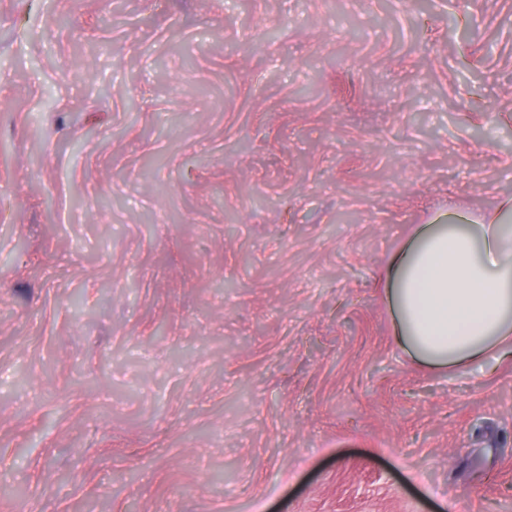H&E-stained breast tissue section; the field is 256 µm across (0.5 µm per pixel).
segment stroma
<instances>
[{
    "mask_svg": "<svg viewBox=\"0 0 512 512\" xmlns=\"http://www.w3.org/2000/svg\"><path fill=\"white\" fill-rule=\"evenodd\" d=\"M508 197L512 0H0V512H512L381 280Z\"/></svg>",
    "mask_w": 512,
    "mask_h": 512,
    "instance_id": "35a3bbf8",
    "label": "stroma"
}]
</instances>
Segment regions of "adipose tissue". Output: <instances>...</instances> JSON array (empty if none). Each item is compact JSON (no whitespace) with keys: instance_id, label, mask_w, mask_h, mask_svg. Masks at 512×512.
I'll list each match as a JSON object with an SVG mask.
<instances>
[{"instance_id":"adipose-tissue-1","label":"adipose tissue","mask_w":512,"mask_h":512,"mask_svg":"<svg viewBox=\"0 0 512 512\" xmlns=\"http://www.w3.org/2000/svg\"><path fill=\"white\" fill-rule=\"evenodd\" d=\"M397 343L435 367L512 358V200L489 221L426 226L387 268Z\"/></svg>"}]
</instances>
